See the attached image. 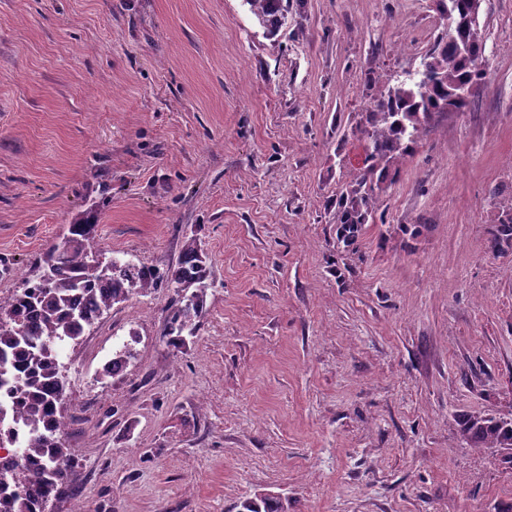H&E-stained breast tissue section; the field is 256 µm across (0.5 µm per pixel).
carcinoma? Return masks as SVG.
Returning <instances> with one entry per match:
<instances>
[{
	"mask_svg": "<svg viewBox=\"0 0 512 512\" xmlns=\"http://www.w3.org/2000/svg\"><path fill=\"white\" fill-rule=\"evenodd\" d=\"M248 2L270 27L277 26L283 0ZM479 7L480 0H440L448 24L423 57L417 75L388 88L368 113V166L359 176L358 188L350 191L339 223L363 224L375 213L372 195L360 193L359 187L379 162L402 155L423 136L425 120L470 106V90L483 77L485 34L478 21ZM96 237L94 214H80L43 258L53 268L51 278L45 281L38 273L13 296L0 298V364L6 367L0 370V389L8 395L13 413L32 432L25 455L0 459V512H45L50 499L72 494L60 344L77 341L104 312L155 288L171 292L162 338L174 351L186 346L203 316L208 275L197 236L185 237L179 261L164 270L107 258ZM495 245L512 249V217L497 225ZM131 357L126 344L115 352L104 374L118 373ZM467 431L486 448L512 445V419L475 418ZM21 463L34 467L32 479L25 492L7 494L4 477ZM239 512H288V508L276 497L256 495L244 500Z\"/></svg>",
	"mask_w": 512,
	"mask_h": 512,
	"instance_id": "1",
	"label": "carcinoma"
}]
</instances>
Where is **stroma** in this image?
<instances>
[{
  "label": "stroma",
  "instance_id": "35a3bbf8",
  "mask_svg": "<svg viewBox=\"0 0 512 512\" xmlns=\"http://www.w3.org/2000/svg\"><path fill=\"white\" fill-rule=\"evenodd\" d=\"M471 106L337 196L367 111L443 29L432 0H0V296L80 213L104 253L210 283L180 353L169 293L66 347L72 496L45 512H512L469 419L512 414V0H482ZM133 356L102 376L116 344ZM248 2L254 7L256 14L267 21L272 29L277 26L278 15L284 7L288 6V0L286 5H283V0H248ZM360 191V189L351 190L350 194H346V199L343 194L342 200L345 199V205L343 206L342 202L340 206L339 203L340 208L343 207L340 211L339 224H365L368 217H372L375 213L376 207L372 195L365 191L359 195ZM348 203L350 206L346 205ZM239 512H288V505L276 497L259 496L248 498L240 504Z\"/></svg>",
  "mask_w": 512,
  "mask_h": 512
}]
</instances>
